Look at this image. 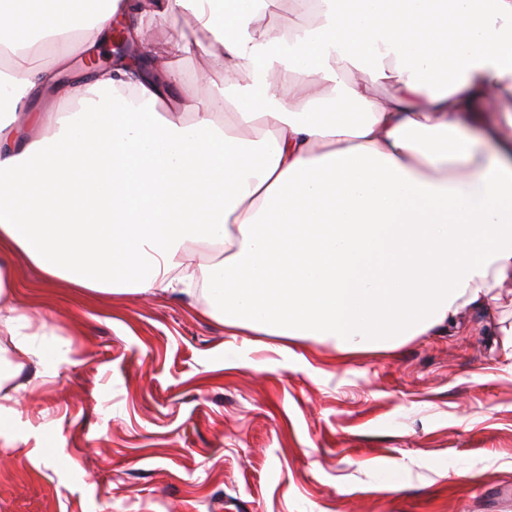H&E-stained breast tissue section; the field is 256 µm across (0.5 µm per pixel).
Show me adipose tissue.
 <instances>
[{"instance_id": "obj_1", "label": "adipose tissue", "mask_w": 512, "mask_h": 512, "mask_svg": "<svg viewBox=\"0 0 512 512\" xmlns=\"http://www.w3.org/2000/svg\"><path fill=\"white\" fill-rule=\"evenodd\" d=\"M295 2L313 23L280 31L256 24L280 0H0L1 430L21 371L55 365L10 305L13 251L103 293L201 275L225 326L341 355L393 348L512 283V0ZM166 10L223 48L220 95L172 94L192 50L179 32L153 44L147 76L61 84L113 19L139 35ZM48 91L54 110L19 111ZM200 243L220 260L195 264Z\"/></svg>"}]
</instances>
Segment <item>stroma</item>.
Segmentation results:
<instances>
[{
    "mask_svg": "<svg viewBox=\"0 0 512 512\" xmlns=\"http://www.w3.org/2000/svg\"><path fill=\"white\" fill-rule=\"evenodd\" d=\"M14 275L62 356L0 432V512H512L510 289L343 357L232 334L190 293Z\"/></svg>",
    "mask_w": 512,
    "mask_h": 512,
    "instance_id": "35a3bbf8",
    "label": "stroma"
}]
</instances>
